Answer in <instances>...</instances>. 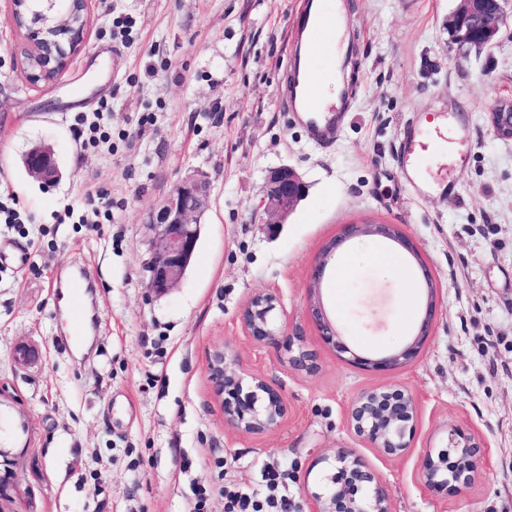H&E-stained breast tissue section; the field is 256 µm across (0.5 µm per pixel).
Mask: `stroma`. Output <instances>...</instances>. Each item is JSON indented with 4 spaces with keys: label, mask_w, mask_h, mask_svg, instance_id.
Segmentation results:
<instances>
[{
    "label": "stroma",
    "mask_w": 512,
    "mask_h": 512,
    "mask_svg": "<svg viewBox=\"0 0 512 512\" xmlns=\"http://www.w3.org/2000/svg\"><path fill=\"white\" fill-rule=\"evenodd\" d=\"M347 102L322 139L280 107L288 32L300 0H91L79 52L53 80L32 83L29 47L10 0H0V196L22 223L0 224V408L27 431L0 426L12 498L0 512H190L196 486L224 512V489L265 496L261 472L288 473L292 506L321 491L318 460L355 449L387 488L392 512H512V140L488 113L512 96V0L492 46L459 48L449 21L459 0H343ZM112 110V146L81 150L76 117ZM152 113L155 124L142 123ZM421 136L455 125L468 149L455 166L431 152L416 184L398 160L409 125ZM50 148L60 176H30L24 157ZM293 168L307 186L276 229L253 208L268 172ZM211 184L197 250L162 296L145 286V220L174 183ZM111 222L90 232L58 214L82 201ZM395 224L437 285L432 336L393 375L339 362L308 316L311 267L345 224ZM24 255L21 264L11 255ZM334 271L321 298L354 350L402 347V288L372 259L356 262L344 304ZM89 283L75 326L70 285ZM274 290L288 335L302 337L313 372L283 345H255L239 320L256 292ZM281 390L288 410L261 434L224 422L207 358L214 349ZM397 382L414 393L408 454L380 457L350 432L361 392ZM474 434L489 465L468 488L430 491L419 475L449 427Z\"/></svg>",
    "instance_id": "35a3bbf8"
}]
</instances>
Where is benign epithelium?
I'll return each instance as SVG.
<instances>
[{
    "label": "benign epithelium",
    "mask_w": 512,
    "mask_h": 512,
    "mask_svg": "<svg viewBox=\"0 0 512 512\" xmlns=\"http://www.w3.org/2000/svg\"><path fill=\"white\" fill-rule=\"evenodd\" d=\"M16 24L26 30L28 76L34 82L50 81L79 51L87 26L88 0H11ZM506 0H459L452 15L453 42L460 48H484L494 44L504 18ZM494 135L512 139V98L498 101L489 112ZM28 172L52 181L58 176L53 154L35 148L27 155ZM305 195V184L288 166L270 171L263 202L265 224H280ZM210 186L195 178L176 183L169 194L147 216L150 258L145 263L146 287L161 295L183 278L195 253L201 219L209 206ZM383 237L406 250L416 260L421 285L427 292L411 340L400 350L377 355L356 352L326 312L320 287L336 250L349 240ZM310 319L322 343L336 358L369 373H394L418 359L432 334L436 314L435 286L428 264L413 242L395 224H345L325 244L312 268L309 282ZM279 296L272 290L252 295L239 312L247 336L257 345L285 341L289 363L303 370L312 368L311 356L303 349L302 337L288 336L277 323ZM214 394L221 400L226 424L249 434L277 427L287 413L283 394L256 374H248L227 361L223 350L214 351L208 363ZM416 400L402 384H389L361 392L347 408V425L368 447L385 458L408 453L414 436ZM333 474L321 493L307 494L308 512H391L390 498L377 472L355 451L342 449L323 459ZM488 466L485 446L457 428L448 430V448L434 455L425 453L420 473L425 484L438 492H459L468 487Z\"/></svg>",
    "instance_id": "1"
}]
</instances>
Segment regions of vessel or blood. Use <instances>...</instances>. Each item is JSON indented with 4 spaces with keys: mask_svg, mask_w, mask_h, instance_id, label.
I'll return each instance as SVG.
<instances>
[{
    "mask_svg": "<svg viewBox=\"0 0 512 512\" xmlns=\"http://www.w3.org/2000/svg\"><path fill=\"white\" fill-rule=\"evenodd\" d=\"M329 27V21L318 14L314 0H303L298 24L289 37V63L293 69V80L287 95L281 100L284 111L316 136L335 123L338 113L336 105L323 103L320 83L310 76L307 67L309 57L328 50ZM432 149V140L419 138L411 132L403 141L399 159L413 168Z\"/></svg>",
    "mask_w": 512,
    "mask_h": 512,
    "instance_id": "vessel-or-blood-1",
    "label": "vessel or blood"
}]
</instances>
